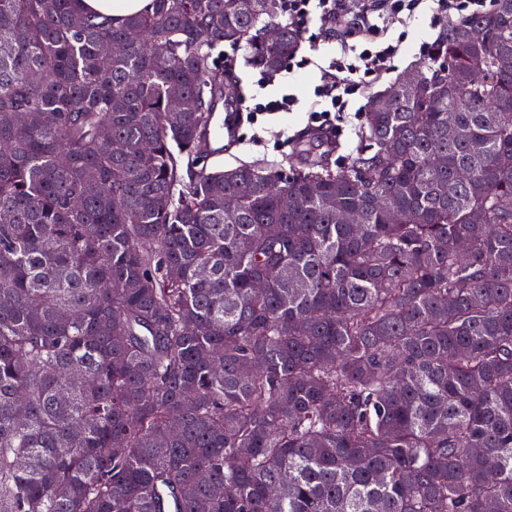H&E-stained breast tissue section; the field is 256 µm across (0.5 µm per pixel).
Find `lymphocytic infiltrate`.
Returning a JSON list of instances; mask_svg holds the SVG:
<instances>
[{"label":"lymphocytic infiltrate","mask_w":512,"mask_h":512,"mask_svg":"<svg viewBox=\"0 0 512 512\" xmlns=\"http://www.w3.org/2000/svg\"><path fill=\"white\" fill-rule=\"evenodd\" d=\"M486 0H373L371 7L358 10L352 0H285L288 18L298 32L310 23L335 36L336 56L323 60L322 82L314 95L324 105V114L344 121L351 96L364 93L368 78L387 71V62L399 48L385 43L372 45L371 39L390 21L407 23L421 7H428L434 19L456 21L483 10Z\"/></svg>","instance_id":"1"}]
</instances>
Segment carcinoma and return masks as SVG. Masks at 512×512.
I'll use <instances>...</instances> for the list:
<instances>
[{"instance_id":"carcinoma-1","label":"carcinoma","mask_w":512,"mask_h":512,"mask_svg":"<svg viewBox=\"0 0 512 512\" xmlns=\"http://www.w3.org/2000/svg\"><path fill=\"white\" fill-rule=\"evenodd\" d=\"M242 43L300 37L281 0H0V512H512V0L334 165L207 169ZM152 0H80L84 12L112 18L115 24L134 13L147 11Z\"/></svg>"}]
</instances>
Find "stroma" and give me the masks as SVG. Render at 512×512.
Returning <instances> with one entry per match:
<instances>
[{
	"label": "stroma",
	"instance_id": "35a3bbf8",
	"mask_svg": "<svg viewBox=\"0 0 512 512\" xmlns=\"http://www.w3.org/2000/svg\"><path fill=\"white\" fill-rule=\"evenodd\" d=\"M443 26V21L432 20L427 13L410 26L393 25L387 37L401 40L402 51L390 63L392 75L403 76L421 66L420 43L436 39ZM215 54L233 64L235 69L234 82L224 91L225 102H241L246 109L235 122L233 137L225 139L223 154L211 157L209 167L227 169L242 163H283L291 157L294 141L313 128L304 102L313 95V88L319 82L318 73L309 68L291 71L283 68L270 75L263 74L248 64L249 50L244 45H227L216 49ZM288 82L295 84L300 106L291 112H261L257 117H250L249 107L264 98L278 95Z\"/></svg>",
	"mask_w": 512,
	"mask_h": 512
}]
</instances>
